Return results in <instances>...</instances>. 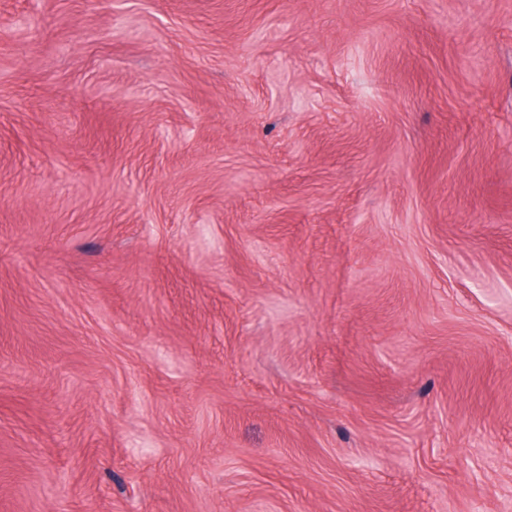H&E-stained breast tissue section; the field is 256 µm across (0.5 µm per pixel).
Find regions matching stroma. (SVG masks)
Masks as SVG:
<instances>
[{"mask_svg": "<svg viewBox=\"0 0 512 512\" xmlns=\"http://www.w3.org/2000/svg\"><path fill=\"white\" fill-rule=\"evenodd\" d=\"M0 512H512V0H0Z\"/></svg>", "mask_w": 512, "mask_h": 512, "instance_id": "1", "label": "stroma"}]
</instances>
